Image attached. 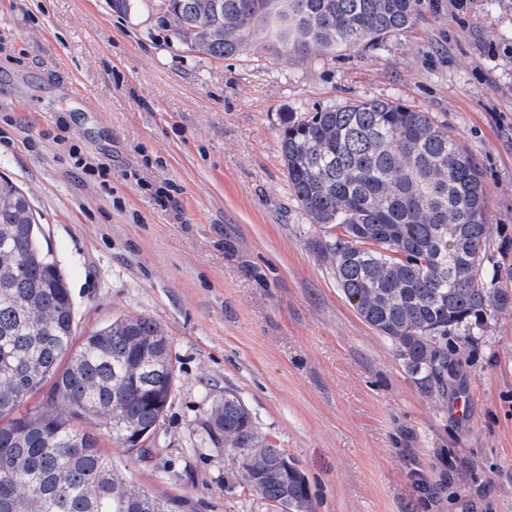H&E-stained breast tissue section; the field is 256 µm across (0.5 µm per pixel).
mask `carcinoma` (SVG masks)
I'll use <instances>...</instances> for the list:
<instances>
[{"mask_svg": "<svg viewBox=\"0 0 512 512\" xmlns=\"http://www.w3.org/2000/svg\"><path fill=\"white\" fill-rule=\"evenodd\" d=\"M156 2L177 39L225 58L272 11L270 36L298 52L378 48L415 25L421 0ZM279 142L347 303L424 390L457 395L448 336L469 339L487 312L512 309V266L489 264L480 164L429 113L379 99L286 113ZM42 235L26 196L0 178V512H180L183 501L138 487L82 427L145 453L127 439L155 431L168 408L176 373L165 330L148 316L116 319L76 343L68 281ZM203 429L224 438L261 505L315 512L304 477L235 394L224 392Z\"/></svg>", "mask_w": 512, "mask_h": 512, "instance_id": "cac0c4a2", "label": "carcinoma"}]
</instances>
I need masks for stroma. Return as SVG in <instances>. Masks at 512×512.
<instances>
[{
    "instance_id": "35a3bbf8",
    "label": "stroma",
    "mask_w": 512,
    "mask_h": 512,
    "mask_svg": "<svg viewBox=\"0 0 512 512\" xmlns=\"http://www.w3.org/2000/svg\"><path fill=\"white\" fill-rule=\"evenodd\" d=\"M421 0L385 45L217 59L151 0H0V177L27 193L85 334L147 315L177 373L139 458L113 463L191 512H264L203 439L235 393L304 476L316 512H512V311L454 358L468 400L425 393L345 301L280 154L285 112L370 99L430 113L479 161L491 260L512 264V0ZM109 171L74 168L68 151Z\"/></svg>"
}]
</instances>
